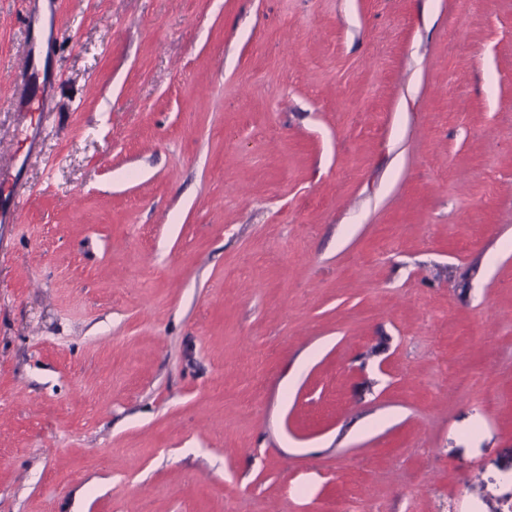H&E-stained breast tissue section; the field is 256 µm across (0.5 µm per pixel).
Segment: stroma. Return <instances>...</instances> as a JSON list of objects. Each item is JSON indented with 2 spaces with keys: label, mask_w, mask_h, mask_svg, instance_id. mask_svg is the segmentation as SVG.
Instances as JSON below:
<instances>
[{
  "label": "stroma",
  "mask_w": 512,
  "mask_h": 512,
  "mask_svg": "<svg viewBox=\"0 0 512 512\" xmlns=\"http://www.w3.org/2000/svg\"><path fill=\"white\" fill-rule=\"evenodd\" d=\"M22 9L0 512H512V0Z\"/></svg>",
  "instance_id": "stroma-1"
}]
</instances>
